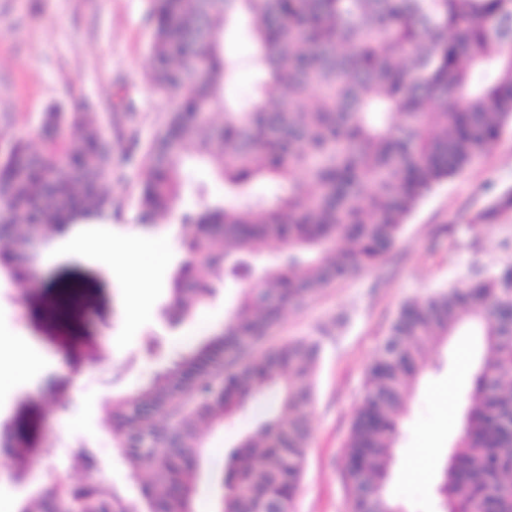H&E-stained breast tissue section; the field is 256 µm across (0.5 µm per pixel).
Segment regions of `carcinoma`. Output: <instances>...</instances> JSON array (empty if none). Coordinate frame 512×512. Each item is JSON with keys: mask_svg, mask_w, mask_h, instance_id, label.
<instances>
[{"mask_svg": "<svg viewBox=\"0 0 512 512\" xmlns=\"http://www.w3.org/2000/svg\"><path fill=\"white\" fill-rule=\"evenodd\" d=\"M152 83L173 100L139 181L141 223L183 225L167 314L191 320L213 295L199 277L247 279L224 329L185 347L134 393L112 402V443L145 510L97 484L50 476L20 512H191L202 435L274 394L224 472L221 512H290L310 439L320 347L307 339L254 352L284 311L371 268L400 241L421 198L463 171L512 121V0H152ZM248 28L254 52L218 34ZM247 68L252 90L231 94ZM35 151L0 145V275L27 279L28 249L70 224L112 216L106 184L124 158L93 112L43 116ZM207 165L224 198L184 171ZM279 188L273 201L250 192ZM512 208L507 192L479 219ZM269 246L257 268L250 257ZM463 326L484 354L462 430L441 469L442 512H512V260L404 303L367 369L346 443L344 477L370 496L349 512H403L386 483L411 385L435 342Z\"/></svg>", "mask_w": 512, "mask_h": 512, "instance_id": "cac0c4a2", "label": "carcinoma"}]
</instances>
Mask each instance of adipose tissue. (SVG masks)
Here are the masks:
<instances>
[{
	"instance_id": "obj_1",
	"label": "adipose tissue",
	"mask_w": 512,
	"mask_h": 512,
	"mask_svg": "<svg viewBox=\"0 0 512 512\" xmlns=\"http://www.w3.org/2000/svg\"><path fill=\"white\" fill-rule=\"evenodd\" d=\"M57 245L67 253L99 257L112 274L132 287L146 284L148 274L170 258L165 239L134 237L118 250L112 245L111 235L85 224L66 230ZM37 367L38 360L25 336H0V395L26 383Z\"/></svg>"
}]
</instances>
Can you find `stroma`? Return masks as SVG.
<instances>
[{
  "mask_svg": "<svg viewBox=\"0 0 512 512\" xmlns=\"http://www.w3.org/2000/svg\"><path fill=\"white\" fill-rule=\"evenodd\" d=\"M151 0H0V118L33 147L49 106L72 111L90 101L107 123L115 100L129 102L141 146L162 127L167 99L150 77ZM141 156L119 167L109 189L115 206L101 226L120 247L135 234L167 238L180 260L182 227L162 218L140 221ZM512 192V122L494 146L462 173L427 194L408 218L396 253L289 310L267 337L273 345L308 339L320 346L311 439L294 512H348L344 452L362 403L366 371L400 306L512 257V210L488 229L479 214ZM35 281L0 282V333L23 332L45 368L29 384L0 396V499L19 505L58 468L68 484L98 483L126 501L142 496L119 451L98 450L111 440L113 400L131 394L165 368L183 347L221 329L242 283L218 286L189 322L165 316L171 268L158 269L143 290L136 319L126 317L124 284L95 257L58 252L46 241ZM478 336L461 329L429 356L403 418L389 491L405 512H440L437 475L462 427L472 374L482 356ZM255 406L204 437L195 512H219L228 453L254 432ZM93 453L87 470L68 468L77 452Z\"/></svg>",
  "mask_w": 512,
  "mask_h": 512,
  "instance_id": "stroma-1",
  "label": "stroma"
}]
</instances>
